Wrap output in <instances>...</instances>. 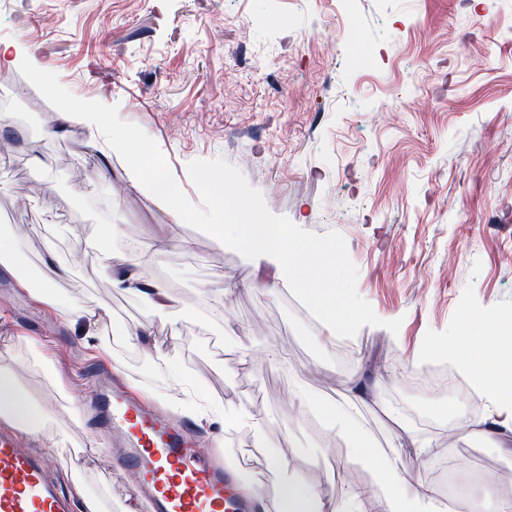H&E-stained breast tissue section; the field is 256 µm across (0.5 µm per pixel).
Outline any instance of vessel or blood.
Segmentation results:
<instances>
[{
    "label": "vessel or blood",
    "mask_w": 512,
    "mask_h": 512,
    "mask_svg": "<svg viewBox=\"0 0 512 512\" xmlns=\"http://www.w3.org/2000/svg\"><path fill=\"white\" fill-rule=\"evenodd\" d=\"M96 396L150 512H258L236 493L235 470L195 448V424H171L156 409L113 394L107 375L100 376ZM0 512H73L41 458L18 448L7 428L0 430Z\"/></svg>",
    "instance_id": "obj_1"
}]
</instances>
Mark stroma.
<instances>
[{"instance_id": "1", "label": "stroma", "mask_w": 512, "mask_h": 512, "mask_svg": "<svg viewBox=\"0 0 512 512\" xmlns=\"http://www.w3.org/2000/svg\"><path fill=\"white\" fill-rule=\"evenodd\" d=\"M18 41L73 95L139 125L192 204L201 196L188 163L222 158L272 213L341 233L358 293L379 317L402 321L395 334L366 326L320 339L292 291L270 296L259 287L268 272L172 223L131 186L102 134L63 121L19 69L0 68V103L14 114L0 126V234H16L47 278L41 259L54 242L71 269L55 283L56 302L152 325L151 340L132 346L100 332L112 358L96 359L83 324L62 325L0 267V344L44 342L59 384L43 381L21 345L16 375L42 404L79 398L88 414L74 440L92 433L109 456L120 453L91 414L103 372L171 417L199 422L198 445L217 460L252 454L247 437L182 399L175 378L191 374L211 403L243 404L267 421L291 475L317 482L344 461L346 443L318 411L293 404L298 372L323 403L364 386L359 421L382 448L406 425L425 451L402 449L400 463L422 481L460 459L473 473L512 475V452L460 436L455 394L422 383L437 367L457 383L463 374L441 357L413 361L465 312L512 314V0H0V49ZM112 222L121 227L113 251L143 250L142 277L164 282L189 307L186 319L170 322L112 287L85 245ZM162 233L172 250L149 255ZM231 283L239 289L229 296ZM215 306L223 323L211 321ZM174 330L172 360L156 363L154 343ZM240 336L282 344L287 364L241 363ZM81 466L85 492L108 512L139 508L120 465Z\"/></svg>"}]
</instances>
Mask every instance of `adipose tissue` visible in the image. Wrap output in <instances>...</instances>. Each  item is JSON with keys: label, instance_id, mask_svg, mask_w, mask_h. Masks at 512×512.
I'll list each match as a JSON object with an SVG mask.
<instances>
[{"label": "adipose tissue", "instance_id": "ef3b65f1", "mask_svg": "<svg viewBox=\"0 0 512 512\" xmlns=\"http://www.w3.org/2000/svg\"><path fill=\"white\" fill-rule=\"evenodd\" d=\"M207 231L218 245L238 251L256 268L273 270L274 280L264 286L273 296L298 285L313 253L312 247L303 243L288 225L273 223L264 213L243 224H211ZM89 247L101 270L111 275L113 287L138 296L154 310L177 316L179 301L165 283L140 281L142 260L138 251L118 255L101 241L90 242ZM472 326L471 316H464L459 336L441 337L430 345L429 351L447 358L471 378L472 397L491 403L488 418L476 422L464 418L458 424L465 434L490 438L496 426L512 424V321L489 315L478 325L479 333H472ZM13 362L10 346L0 347V419L39 435L44 447H56L61 435L49 428L53 411L21 389ZM320 410L345 437L349 452L346 463L337 464L334 473L314 484L288 476L289 464L272 450L266 424L247 408L210 407V419L233 424L253 439L260 450L256 467L279 475L269 512H365L372 499L380 501L382 512H477L482 501L490 505V512H512V501L500 497L499 485L492 478L482 479V498L477 501L468 492V481H461L456 495L448 497L436 485L400 468L396 458L375 448L372 438L357 423L355 401L339 400L321 405ZM350 462L371 465L372 482L358 484L348 480L344 471Z\"/></svg>", "mask_w": 512, "mask_h": 512}]
</instances>
